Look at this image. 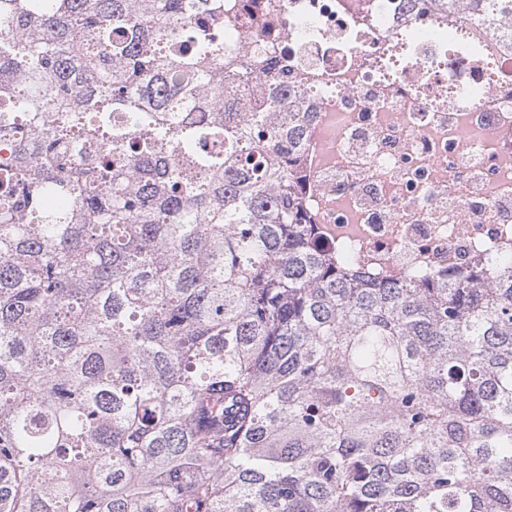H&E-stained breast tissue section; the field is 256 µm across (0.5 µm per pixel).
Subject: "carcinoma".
<instances>
[{
    "label": "carcinoma",
    "instance_id": "cac0c4a2",
    "mask_svg": "<svg viewBox=\"0 0 512 512\" xmlns=\"http://www.w3.org/2000/svg\"><path fill=\"white\" fill-rule=\"evenodd\" d=\"M284 89L239 111L224 0H0V512H512V271L341 264Z\"/></svg>",
    "mask_w": 512,
    "mask_h": 512
}]
</instances>
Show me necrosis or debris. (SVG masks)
<instances>
[{
    "instance_id": "obj_1",
    "label": "necrosis or debris",
    "mask_w": 512,
    "mask_h": 512,
    "mask_svg": "<svg viewBox=\"0 0 512 512\" xmlns=\"http://www.w3.org/2000/svg\"><path fill=\"white\" fill-rule=\"evenodd\" d=\"M357 2L230 0L224 11V48L247 98L259 100L265 63L289 67L307 90L310 135L288 157L304 223L372 277L451 273L478 259L512 267V55L491 76L456 55L385 76L400 32L431 47L448 30L419 22L413 0L367 12ZM354 27L365 38L340 50ZM451 88L456 104L437 108Z\"/></svg>"
}]
</instances>
